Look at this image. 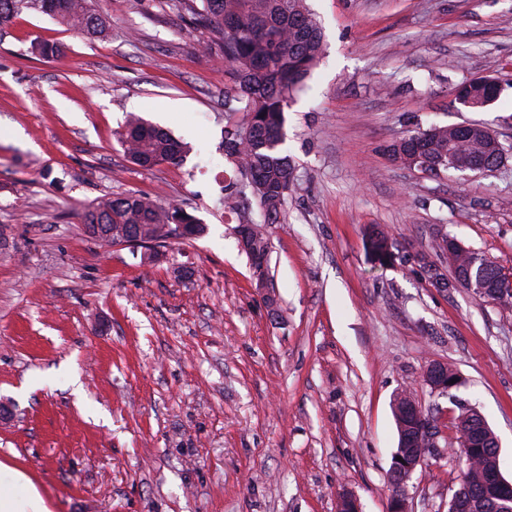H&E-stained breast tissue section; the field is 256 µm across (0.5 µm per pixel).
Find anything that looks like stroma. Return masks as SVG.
I'll return each instance as SVG.
<instances>
[{"label":"stroma","mask_w":512,"mask_h":512,"mask_svg":"<svg viewBox=\"0 0 512 512\" xmlns=\"http://www.w3.org/2000/svg\"><path fill=\"white\" fill-rule=\"evenodd\" d=\"M190 3L92 0L101 37L33 10L0 29V494L36 486L50 512H337L349 493L388 512L405 388L450 438L458 404L477 407L511 480L512 308L373 266L363 237L385 225L416 253L445 233L512 275V159L429 175L386 152L432 124L512 144V0H306L324 51L286 112L297 181L270 227L273 307L234 234L255 205L219 203L231 83ZM485 75L495 103L452 107ZM131 114L189 154L132 164ZM124 192L185 207L204 235L153 260L101 248L78 214ZM432 362L458 372L452 396L431 394ZM460 479L425 457L411 512H448Z\"/></svg>","instance_id":"obj_1"}]
</instances>
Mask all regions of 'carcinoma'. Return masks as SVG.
<instances>
[{
	"mask_svg": "<svg viewBox=\"0 0 512 512\" xmlns=\"http://www.w3.org/2000/svg\"><path fill=\"white\" fill-rule=\"evenodd\" d=\"M24 10H35L56 19L69 30L86 36L106 31V21L96 14L89 0H0V25ZM192 11L200 27L210 33V44L219 47L228 74L234 83L231 100L235 105L225 113L224 154L232 160L236 175L224 179V209L239 210L243 199L253 198L258 219L250 221L247 234L238 237L250 262L255 283L268 280L271 252L269 225L280 222L288 193L296 181V166L283 152L285 110L294 91L319 61L323 36L305 0H192ZM499 90L472 81L455 88L454 102H493ZM120 142L131 163L152 167L183 160L189 147L164 129L132 115L125 124ZM397 161L418 155L422 163L445 164L450 157L465 159L492 171L512 156V148L493 137L486 126L475 124L464 130L452 125L430 126L414 131L388 147ZM81 221L87 232L105 245H113L129 224H138L151 247H162L172 238L175 225H188L179 238L191 240L204 227L181 207L165 205L146 194L128 192L103 198L85 208ZM93 224L112 225V235H99ZM373 263L388 267V255L397 250L396 239L385 227H373L365 240ZM433 250L451 262L453 271L475 265L474 276L485 288L487 300L512 307V291L501 292L494 283L508 280L500 267L482 253L466 246L448 251V237L436 240ZM406 392L394 396L392 412L396 427L408 426L403 407ZM495 433L477 454L460 451L462 477L480 479L498 464Z\"/></svg>",
	"mask_w": 512,
	"mask_h": 512,
	"instance_id": "cac0c4a2",
	"label": "carcinoma"
}]
</instances>
